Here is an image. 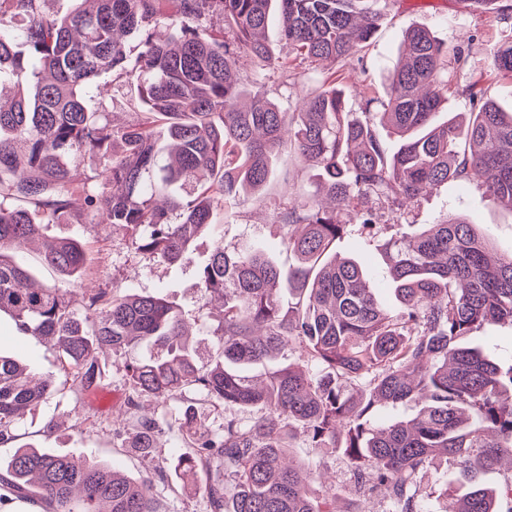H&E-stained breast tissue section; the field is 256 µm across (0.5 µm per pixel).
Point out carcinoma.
<instances>
[{
    "instance_id": "1",
    "label": "carcinoma",
    "mask_w": 512,
    "mask_h": 512,
    "mask_svg": "<svg viewBox=\"0 0 512 512\" xmlns=\"http://www.w3.org/2000/svg\"><path fill=\"white\" fill-rule=\"evenodd\" d=\"M60 19L43 0H0V83L18 89L0 105V314L16 330L53 342L63 371L83 391L102 385L98 353L141 344L163 353L123 364L130 447L149 457L157 439L178 436L186 451L176 476L200 486L206 512H336L339 492L319 496L313 473L290 459L301 435L312 448L342 453L362 496L344 512H363L366 495L387 512H430L423 491L429 464L445 457L469 491L444 512H500L482 474L512 457V364L503 367L463 344L473 330L512 325V253L495 262L474 225L447 218L416 231L394 225L383 244L399 305L384 307L353 258H336V240L355 210L363 231L376 206L402 209L432 186L482 183L491 201L512 209V113L496 101L437 121L454 92L448 47L425 27L404 36L384 99L346 107L336 75L319 79L287 112L260 78L242 79L246 53L260 70L291 80L298 67L348 62L372 39L390 0H75ZM466 9L509 13L500 0H459ZM295 57L281 61L265 31L274 13ZM132 35L133 54L116 32ZM493 73L512 80V33L491 53ZM137 84L134 120L117 126L89 106L106 73ZM386 128L394 151L380 139ZM284 146L306 162L316 192L276 203L283 244L295 263L282 268L258 244H216L199 267V285L223 299L214 330L219 356L198 363L182 313L155 295L84 293L74 306L59 289L28 288L23 246L44 225L72 213L126 229L135 250L175 263L196 238H223L214 212L260 198ZM80 153L102 182L73 170ZM24 202L22 206L8 204ZM41 262L65 278L86 269L84 245L46 240ZM287 347L302 366L277 365L253 383L244 370ZM57 390L47 377L0 352V447L15 441L24 414ZM152 399L161 411L140 415ZM181 403L177 413L167 411ZM414 402L415 417L373 427L379 406ZM227 405L252 409L243 425L207 423ZM159 473L132 479L112 465L18 448L0 474V503L22 500L47 512H160Z\"/></svg>"
}]
</instances>
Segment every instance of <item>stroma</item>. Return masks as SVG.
Instances as JSON below:
<instances>
[{
    "instance_id": "35a3bbf8",
    "label": "stroma",
    "mask_w": 512,
    "mask_h": 512,
    "mask_svg": "<svg viewBox=\"0 0 512 512\" xmlns=\"http://www.w3.org/2000/svg\"><path fill=\"white\" fill-rule=\"evenodd\" d=\"M414 26L430 29L449 49L463 48L464 68L457 74L458 84L482 79L488 97L503 106L512 105V84L490 79L492 48L501 32L512 29V18L502 19L493 14L465 12L458 0H391L381 20L371 47L355 55L343 68L342 88L349 107L360 109L368 92L383 96L387 73L398 57L406 31ZM315 72L306 69L289 82L278 71L264 73V82L271 95L287 111H294L296 102L306 93ZM102 98L113 124L123 125L134 116L136 89L119 86L111 75L100 79ZM280 177L267 188L268 202H248L224 226V248L261 244L282 265L292 263L293 257L284 247V229L279 224L270 199L313 194L312 181L300 178L299 158L285 152L279 158ZM446 216H461L475 223L479 232L490 240L489 255L512 251V210L499 206L484 194L475 183L453 182L434 187L412 207L401 211L382 210L380 226L375 235L358 237L344 235L336 243L340 255L356 256L369 270V286L382 304L395 306L396 301L386 277L387 264L379 246L392 234L395 224L423 227L438 223ZM47 238L80 240L87 251L88 276L84 281L64 280L38 260V245H29L30 280L37 286H55L66 296L81 298L85 287L105 292L124 293L135 289L141 294L165 298L179 307L192 326L191 343L200 364L212 363L217 357V325L220 302L208 295L198 283L199 266L210 256L214 239L202 236L181 262L167 263L161 259L137 253L126 233L109 224H91L76 214L57 224L46 225ZM11 319L0 316V349L21 355L39 376H51L58 390L35 410L28 412L15 427L16 446L31 445L45 452L74 458H94L116 465L130 477L155 471H165L157 481L156 493L165 512H205V502L193 485L176 480L171 466L179 454L180 444L172 436L160 438L150 457H142L126 448V431L115 415L127 396L119 367L122 355L100 354L99 363L106 377L102 387L93 395H85L78 379L64 374L56 353L29 336H12L8 330ZM295 460L312 468H320L327 483L338 488L351 485L347 460L340 455L310 448L307 441L297 439L292 450Z\"/></svg>"
}]
</instances>
